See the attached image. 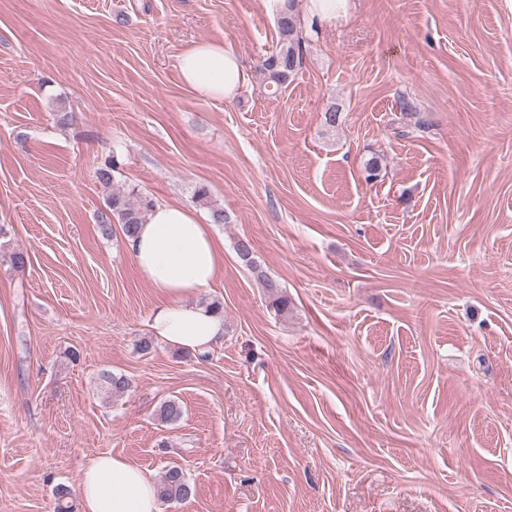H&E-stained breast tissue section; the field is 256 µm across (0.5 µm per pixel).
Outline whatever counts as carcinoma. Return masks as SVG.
<instances>
[{
  "mask_svg": "<svg viewBox=\"0 0 512 512\" xmlns=\"http://www.w3.org/2000/svg\"><path fill=\"white\" fill-rule=\"evenodd\" d=\"M276 25L279 39L270 54L260 60V69L271 82L281 86L294 75L303 63V37L299 36V20L296 16V0H288L277 16ZM195 202L209 211L213 224L228 223L224 207L212 199L209 190L200 186L193 193ZM152 200L134 189H116L107 199L108 212L101 214L100 226L104 234L112 232V219H117L125 236L135 235L138 226L145 223L148 212L153 208ZM239 259L251 268L257 280L265 288L267 297L280 314L288 313V297L280 284L267 276L253 257L251 242L242 238L235 243ZM102 385L112 394L120 396L131 387L130 380L123 374L104 371L100 374ZM183 413L182 404L177 399H168L158 408V418L164 423L178 421ZM196 487L190 481L184 468L178 464L169 466L157 483L158 499L164 503L187 501L195 495Z\"/></svg>",
  "mask_w": 512,
  "mask_h": 512,
  "instance_id": "cac0c4a2",
  "label": "carcinoma"
}]
</instances>
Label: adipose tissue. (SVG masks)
I'll return each instance as SVG.
<instances>
[{
	"label": "adipose tissue",
	"mask_w": 512,
	"mask_h": 512,
	"mask_svg": "<svg viewBox=\"0 0 512 512\" xmlns=\"http://www.w3.org/2000/svg\"><path fill=\"white\" fill-rule=\"evenodd\" d=\"M177 69L182 82L204 100L234 98L249 81L238 55L220 41L189 47L179 56ZM125 245L141 278L167 298L150 319L156 339L201 353L223 337V317L193 301L224 266V241L212 225L182 204L161 201ZM80 493L82 512H160L151 472L110 452L84 468Z\"/></svg>",
	"instance_id": "ef3b65f1"
}]
</instances>
